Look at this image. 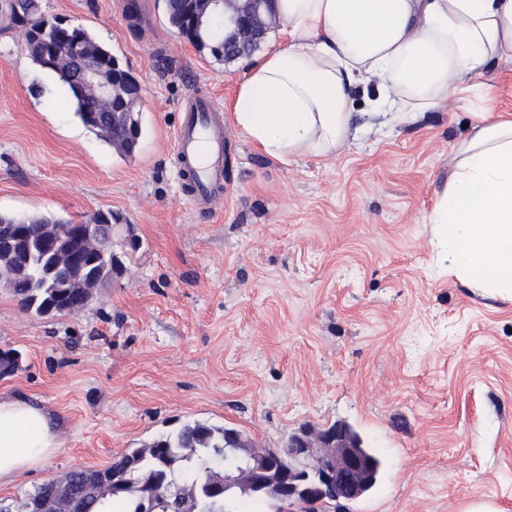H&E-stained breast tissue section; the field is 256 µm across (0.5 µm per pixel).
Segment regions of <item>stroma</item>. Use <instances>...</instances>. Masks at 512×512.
<instances>
[{
    "instance_id": "35a3bbf8",
    "label": "stroma",
    "mask_w": 512,
    "mask_h": 512,
    "mask_svg": "<svg viewBox=\"0 0 512 512\" xmlns=\"http://www.w3.org/2000/svg\"><path fill=\"white\" fill-rule=\"evenodd\" d=\"M42 0L83 25L141 83L135 156L89 131L18 32L0 31V213L112 212L139 250L84 309L41 316L0 286V350L22 354L0 399L42 407L58 446L0 485L28 491L139 448L188 420L283 448L305 426H351L385 466L346 512H512V303L457 277L429 216L479 112L512 113V60L467 103L383 125L361 89L334 155L281 161L235 125L245 60L216 61L169 25L165 0ZM224 113V201L199 208L174 133L189 96Z\"/></svg>"
}]
</instances>
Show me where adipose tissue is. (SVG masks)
I'll return each instance as SVG.
<instances>
[{
	"mask_svg": "<svg viewBox=\"0 0 512 512\" xmlns=\"http://www.w3.org/2000/svg\"><path fill=\"white\" fill-rule=\"evenodd\" d=\"M276 10L286 44L249 66L234 120L283 161L347 140L357 85L376 82L374 108L411 119L466 100V77L512 59V0H277ZM430 221L459 278L512 302V115L478 118L457 143ZM57 446L42 409L0 399V484Z\"/></svg>",
	"mask_w": 512,
	"mask_h": 512,
	"instance_id": "obj_1",
	"label": "adipose tissue"
}]
</instances>
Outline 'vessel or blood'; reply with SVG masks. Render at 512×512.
Instances as JSON below:
<instances>
[{
    "instance_id": "b4317fda",
    "label": "vessel or blood",
    "mask_w": 512,
    "mask_h": 512,
    "mask_svg": "<svg viewBox=\"0 0 512 512\" xmlns=\"http://www.w3.org/2000/svg\"><path fill=\"white\" fill-rule=\"evenodd\" d=\"M175 141L179 173L196 185L194 201L208 207L222 201L224 116L205 93L186 100Z\"/></svg>"
}]
</instances>
